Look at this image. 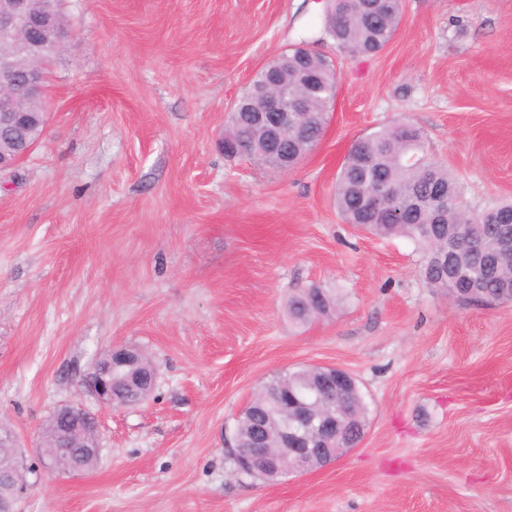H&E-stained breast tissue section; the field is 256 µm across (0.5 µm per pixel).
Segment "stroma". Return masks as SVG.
Here are the masks:
<instances>
[{"label":"stroma","mask_w":512,"mask_h":512,"mask_svg":"<svg viewBox=\"0 0 512 512\" xmlns=\"http://www.w3.org/2000/svg\"><path fill=\"white\" fill-rule=\"evenodd\" d=\"M326 0H63L48 125L0 175V429L27 449L16 512H512V302H452L408 237L345 224L352 144L410 121L479 212L512 199V0H403L372 57L336 47ZM332 60L323 139L294 168L224 155L235 101L282 51ZM319 285L336 310L291 323ZM120 344L157 369L149 399L82 386ZM350 372L358 447L268 483L232 475L236 420L273 374ZM98 417L86 473L42 470L52 413Z\"/></svg>","instance_id":"35a3bbf8"}]
</instances>
